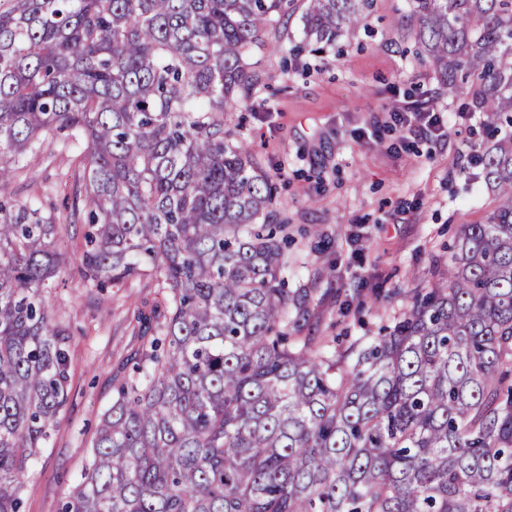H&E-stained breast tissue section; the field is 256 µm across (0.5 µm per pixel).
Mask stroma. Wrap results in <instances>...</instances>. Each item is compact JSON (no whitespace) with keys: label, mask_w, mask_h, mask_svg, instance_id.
Wrapping results in <instances>:
<instances>
[{"label":"stroma","mask_w":512,"mask_h":512,"mask_svg":"<svg viewBox=\"0 0 512 512\" xmlns=\"http://www.w3.org/2000/svg\"><path fill=\"white\" fill-rule=\"evenodd\" d=\"M409 0H375L356 30L319 52L253 57L262 84L224 124L256 147L274 177L271 223L288 227V288L308 291L318 335L337 347L375 335L403 313L407 294L429 285L432 259L447 253L458 225L485 223L494 203L476 162L484 113L448 97L416 55ZM429 102L443 137L391 121L400 103ZM81 150L47 135L22 158L0 193L63 212ZM82 222L63 224L66 256L42 295L68 336L70 393L58 425L23 478L24 512H58L79 482L115 375L137 343L129 307L159 301L143 279L99 292L82 274Z\"/></svg>","instance_id":"35a3bbf8"}]
</instances>
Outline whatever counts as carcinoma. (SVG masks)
<instances>
[{
    "instance_id": "carcinoma-1",
    "label": "carcinoma",
    "mask_w": 512,
    "mask_h": 512,
    "mask_svg": "<svg viewBox=\"0 0 512 512\" xmlns=\"http://www.w3.org/2000/svg\"><path fill=\"white\" fill-rule=\"evenodd\" d=\"M373 0H0V185L42 137L83 142L85 278H149L141 344L60 512H512V135L478 156L495 207L461 224L403 317L336 349L282 277L272 175L224 128L301 10L318 52ZM418 54L486 131L512 127V0H410ZM57 217L0 201V512L69 395L42 296Z\"/></svg>"
}]
</instances>
